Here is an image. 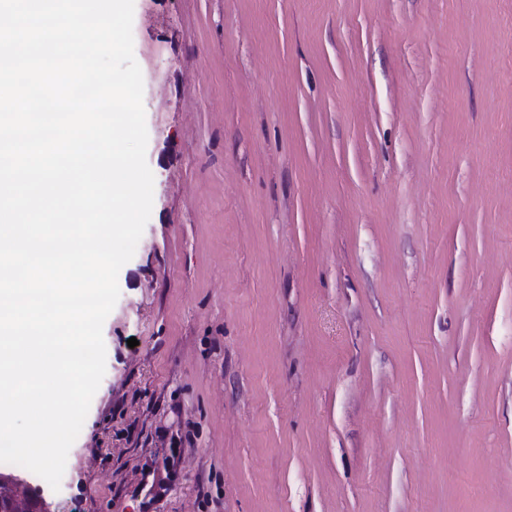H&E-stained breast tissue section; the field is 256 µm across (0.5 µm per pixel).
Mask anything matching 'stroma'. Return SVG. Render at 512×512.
Instances as JSON below:
<instances>
[{"mask_svg":"<svg viewBox=\"0 0 512 512\" xmlns=\"http://www.w3.org/2000/svg\"><path fill=\"white\" fill-rule=\"evenodd\" d=\"M153 207L52 512H512V0H134ZM137 346H128V339Z\"/></svg>","mask_w":512,"mask_h":512,"instance_id":"obj_1","label":"stroma"}]
</instances>
